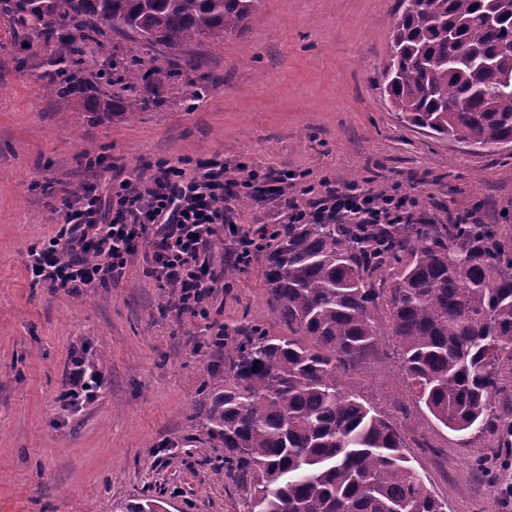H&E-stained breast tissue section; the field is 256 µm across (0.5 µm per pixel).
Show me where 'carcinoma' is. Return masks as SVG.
I'll return each instance as SVG.
<instances>
[{
	"label": "carcinoma",
	"instance_id": "obj_1",
	"mask_svg": "<svg viewBox=\"0 0 512 512\" xmlns=\"http://www.w3.org/2000/svg\"><path fill=\"white\" fill-rule=\"evenodd\" d=\"M261 0H0V16L51 47L48 90L90 123L133 119V93L164 88L168 59L98 81L80 76L103 27L170 57L243 32ZM400 0L380 90L410 125L479 153L512 144V0ZM288 331L224 327L203 385L201 426L224 448L246 512H445L401 429L343 378L395 340L415 401L462 436L512 449V235L498 224H281L263 271ZM113 512H163L145 495Z\"/></svg>",
	"mask_w": 512,
	"mask_h": 512
}]
</instances>
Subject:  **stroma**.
Here are the masks:
<instances>
[{"label":"stroma","instance_id":"35a3bbf8","mask_svg":"<svg viewBox=\"0 0 512 512\" xmlns=\"http://www.w3.org/2000/svg\"><path fill=\"white\" fill-rule=\"evenodd\" d=\"M399 8V0H261L223 47L196 44L178 59L183 78L208 85L205 96L183 105L172 85L135 120L99 123L60 114L45 90L47 47L0 17V512H111L113 502L146 494L165 499L167 512H242L236 483L213 474L224 451L198 424L208 373L197 345L224 325L284 332L267 303L261 251L216 290L205 319L178 314L140 255L93 288L31 284L28 253L53 235L65 193L151 175L161 160L190 172L213 158L294 175L299 187L350 175L416 199L437 224L473 211L483 223L512 225V148L474 153L400 122L384 101L379 80ZM161 54L115 35L87 44L85 67ZM235 206L253 233L286 209L271 194ZM81 348L107 383L69 413L57 397ZM344 383L396 417L447 512H502L505 449L432 422L390 337Z\"/></svg>","mask_w":512,"mask_h":512}]
</instances>
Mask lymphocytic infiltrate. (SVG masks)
Instances as JSON below:
<instances>
[{
    "mask_svg": "<svg viewBox=\"0 0 512 512\" xmlns=\"http://www.w3.org/2000/svg\"><path fill=\"white\" fill-rule=\"evenodd\" d=\"M273 182L274 173L248 171L226 177L224 165H197L193 174L161 162L151 183L116 178L106 188L84 187L65 198L62 222L41 249L32 250L27 267L32 281L50 288H89L119 277L139 242L153 249L146 259L159 287H177L180 313L206 317L208 302L224 282V272L209 252L216 237L228 236L239 266H249L259 245L234 221L235 190L253 188L257 179ZM302 199H289L287 224H412L417 216L409 197L384 195L324 178L305 185ZM106 376L85 354L70 361L60 404L81 411L101 393Z\"/></svg>",
    "mask_w": 512,
    "mask_h": 512,
    "instance_id": "1",
    "label": "lymphocytic infiltrate"
}]
</instances>
